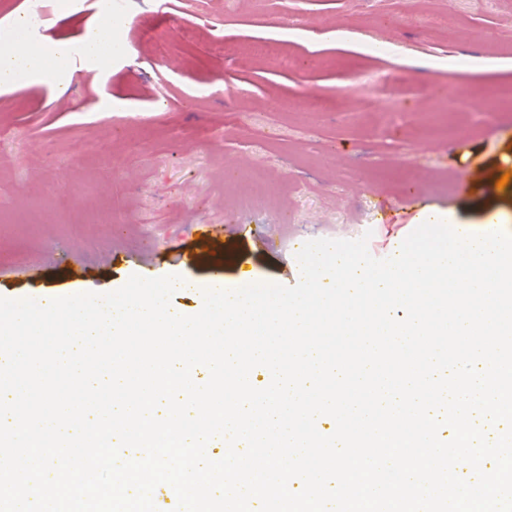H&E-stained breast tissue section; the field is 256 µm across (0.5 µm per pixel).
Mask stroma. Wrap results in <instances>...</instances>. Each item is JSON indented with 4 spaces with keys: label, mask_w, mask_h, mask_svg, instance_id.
I'll use <instances>...</instances> for the list:
<instances>
[{
    "label": "stroma",
    "mask_w": 512,
    "mask_h": 512,
    "mask_svg": "<svg viewBox=\"0 0 512 512\" xmlns=\"http://www.w3.org/2000/svg\"><path fill=\"white\" fill-rule=\"evenodd\" d=\"M125 3L126 56L58 86L0 84V297L178 274L171 303L191 308L212 280L241 287L242 268L291 286L306 240L372 229V256L392 255L422 222L411 195L455 226L491 211L512 227V182L483 190L512 172V100L487 119L478 99L448 93L458 61L475 88L512 89V54L494 52L512 45V0ZM40 7L48 48L82 44L100 19L72 0H0V33ZM266 39L288 70L255 53ZM460 176L463 197L448 185ZM200 224L240 253H208Z\"/></svg>",
    "instance_id": "obj_1"
}]
</instances>
